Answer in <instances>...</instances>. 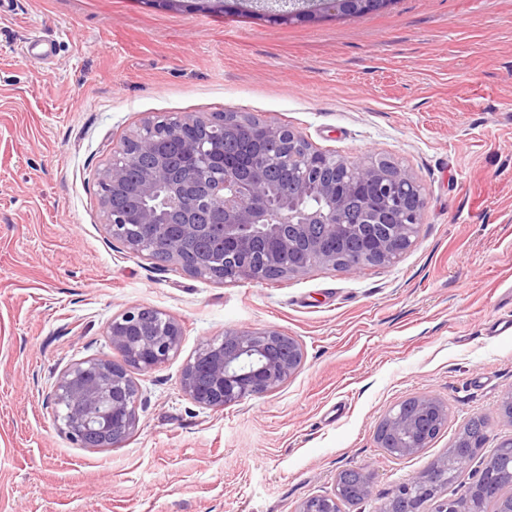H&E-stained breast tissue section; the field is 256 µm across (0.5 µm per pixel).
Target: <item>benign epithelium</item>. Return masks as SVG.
<instances>
[{
  "mask_svg": "<svg viewBox=\"0 0 512 512\" xmlns=\"http://www.w3.org/2000/svg\"><path fill=\"white\" fill-rule=\"evenodd\" d=\"M353 15L391 0H321ZM249 119L234 113L148 117L112 147L98 178L103 224L130 253L181 266L189 274L261 282L322 266L392 265L414 244L426 205L413 174L376 158L328 164L298 132L267 124L261 142L297 164L294 179H272L267 156L247 160ZM309 196L319 206L303 207ZM122 362L85 358L62 369L53 397L63 430L84 448H112L135 429L141 391L132 371L151 372L180 349L183 328L168 313L130 306L106 324ZM300 342L276 328H228L203 341L185 364L180 387L195 404L223 407L275 392L302 367ZM448 422V404L418 394L391 406L375 440L384 452L414 455ZM477 454L467 436L423 473L397 485L379 512H464V499L444 496L448 470L468 468ZM501 474L481 470L470 486L496 492ZM372 477L363 467L336 476L331 494L305 499L297 512H339V500L364 503Z\"/></svg>",
  "mask_w": 512,
  "mask_h": 512,
  "instance_id": "7a95c632",
  "label": "benign epithelium"
}]
</instances>
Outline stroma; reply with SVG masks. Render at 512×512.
I'll list each match as a JSON object with an SVG mask.
<instances>
[{
    "mask_svg": "<svg viewBox=\"0 0 512 512\" xmlns=\"http://www.w3.org/2000/svg\"><path fill=\"white\" fill-rule=\"evenodd\" d=\"M224 12L148 0H14L0 17V512H297L366 468L376 512L512 389V0H397L359 17L283 22L255 0ZM39 37L48 57L27 54ZM237 112L421 183L416 242L394 265L215 282L107 234L98 175L151 115ZM131 305L183 327L178 353L135 373L139 423L116 448L59 430L53 387ZM296 337L277 391L203 408L179 380L228 328ZM448 404L428 448H378L385 411Z\"/></svg>",
    "mask_w": 512,
    "mask_h": 512,
    "instance_id": "obj_1",
    "label": "stroma"
}]
</instances>
